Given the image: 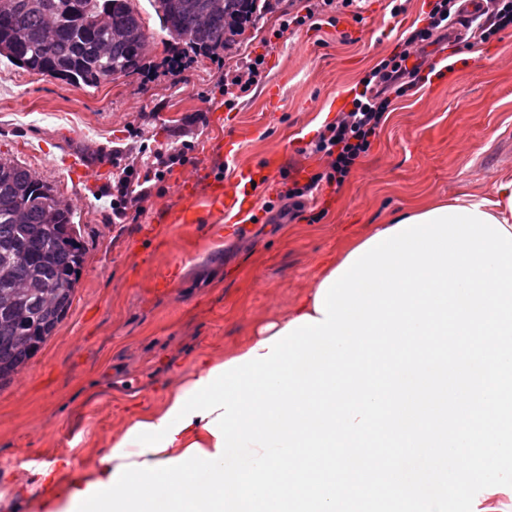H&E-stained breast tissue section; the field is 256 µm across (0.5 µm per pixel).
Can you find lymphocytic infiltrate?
Returning a JSON list of instances; mask_svg holds the SVG:
<instances>
[{
	"label": "lymphocytic infiltrate",
	"instance_id": "lymphocytic-infiltrate-1",
	"mask_svg": "<svg viewBox=\"0 0 512 512\" xmlns=\"http://www.w3.org/2000/svg\"><path fill=\"white\" fill-rule=\"evenodd\" d=\"M462 12L461 0H431L424 26L411 30L402 50L378 61L366 75L351 108L327 124L310 148L311 153L322 157L324 168L305 180H292L283 190L290 219L302 218L304 199L314 191L325 186L342 188L386 122L393 97L403 96L419 79L436 33L451 30ZM473 24L483 43L512 29V0H479ZM189 149L186 143L165 149L142 148L131 162L118 167L112 174L113 223H126L129 212H143L152 182L160 181L166 169L185 164Z\"/></svg>",
	"mask_w": 512,
	"mask_h": 512
}]
</instances>
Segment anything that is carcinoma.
<instances>
[{
  "label": "carcinoma",
  "instance_id": "carcinoma-1",
  "mask_svg": "<svg viewBox=\"0 0 512 512\" xmlns=\"http://www.w3.org/2000/svg\"><path fill=\"white\" fill-rule=\"evenodd\" d=\"M168 36L195 57L232 51L270 0H151ZM0 0V43L24 39L10 63L96 88L141 72L149 36L131 0ZM58 37L44 39L48 25ZM54 189L0 159V387L40 350L66 317L85 247L71 209L54 210ZM23 213V224L17 215Z\"/></svg>",
  "mask_w": 512,
  "mask_h": 512
}]
</instances>
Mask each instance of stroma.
<instances>
[{
  "label": "stroma",
  "instance_id": "stroma-1",
  "mask_svg": "<svg viewBox=\"0 0 512 512\" xmlns=\"http://www.w3.org/2000/svg\"><path fill=\"white\" fill-rule=\"evenodd\" d=\"M428 0H362L359 11L328 12L286 27L301 0H270L256 25L220 58L171 70L173 41L151 0H133L150 35L148 74L96 88L73 85L0 59V159L29 169L72 210L85 262L72 306L13 381L0 387V497L37 512L47 469L88 471L124 425V410L151 407L201 357L248 343L257 324L283 317L322 263L352 239L415 205L462 194H493L512 177V33L430 62L453 69L396 100L370 152L341 192L324 189L303 220L268 223L282 176L307 177L321 162L307 144L339 112L379 59L400 51L403 30ZM260 60L261 80L227 106L224 72ZM198 115L196 124L186 116ZM192 142L189 164L156 185L144 212L111 223L112 153ZM278 156L270 169L266 161ZM250 168L254 192L247 237H229L205 196L209 182H235ZM195 184L200 221L179 224L185 184ZM175 276L163 290L162 274Z\"/></svg>",
  "mask_w": 512,
  "mask_h": 512
}]
</instances>
